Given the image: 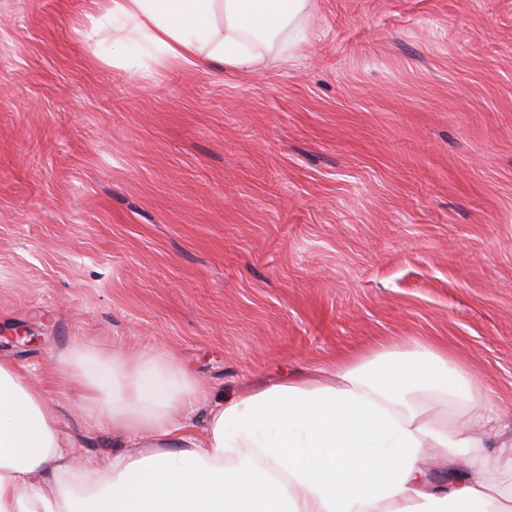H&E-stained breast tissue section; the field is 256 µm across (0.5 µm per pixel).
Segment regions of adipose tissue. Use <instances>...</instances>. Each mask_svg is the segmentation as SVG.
<instances>
[{
    "label": "adipose tissue",
    "mask_w": 512,
    "mask_h": 512,
    "mask_svg": "<svg viewBox=\"0 0 512 512\" xmlns=\"http://www.w3.org/2000/svg\"><path fill=\"white\" fill-rule=\"evenodd\" d=\"M308 4L104 0L86 37L140 39L175 65L247 67L251 42L287 29L303 41L297 19ZM218 7L224 39L212 46ZM55 375L125 450L76 461L42 387L0 359V512H512V440L486 453L476 429L493 409L477 377L425 342L372 367L243 387L211 403L199 429L184 414L207 392L173 358L75 342ZM426 394L455 405L452 423L425 416ZM432 448L451 467L447 486L430 482Z\"/></svg>",
    "instance_id": "ef3b65f1"
}]
</instances>
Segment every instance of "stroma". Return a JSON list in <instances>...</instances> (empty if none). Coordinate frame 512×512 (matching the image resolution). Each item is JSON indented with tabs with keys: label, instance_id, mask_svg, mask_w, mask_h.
Listing matches in <instances>:
<instances>
[{
	"label": "stroma",
	"instance_id": "obj_1",
	"mask_svg": "<svg viewBox=\"0 0 512 512\" xmlns=\"http://www.w3.org/2000/svg\"><path fill=\"white\" fill-rule=\"evenodd\" d=\"M96 0H0V359L112 456L74 339L208 390L447 346L512 439V0H311L249 69L88 41Z\"/></svg>",
	"mask_w": 512,
	"mask_h": 512
}]
</instances>
